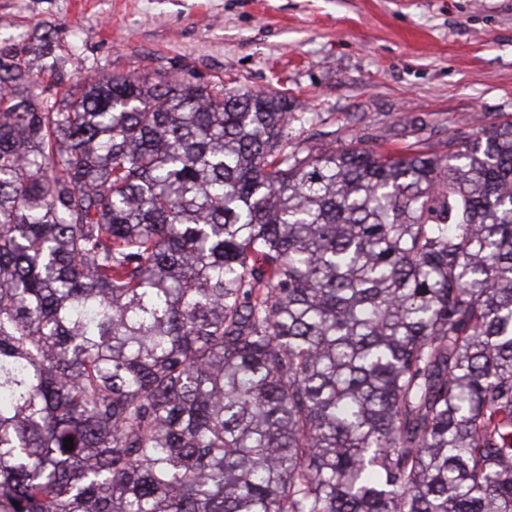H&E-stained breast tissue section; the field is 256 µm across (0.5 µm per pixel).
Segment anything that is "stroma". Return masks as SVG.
Listing matches in <instances>:
<instances>
[{"instance_id":"1","label":"stroma","mask_w":512,"mask_h":512,"mask_svg":"<svg viewBox=\"0 0 512 512\" xmlns=\"http://www.w3.org/2000/svg\"><path fill=\"white\" fill-rule=\"evenodd\" d=\"M45 98L105 74L288 91V132L445 153L512 122V0H0Z\"/></svg>"}]
</instances>
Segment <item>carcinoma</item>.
Listing matches in <instances>:
<instances>
[{
  "mask_svg": "<svg viewBox=\"0 0 512 512\" xmlns=\"http://www.w3.org/2000/svg\"><path fill=\"white\" fill-rule=\"evenodd\" d=\"M0 512H512V123L1 57Z\"/></svg>",
  "mask_w": 512,
  "mask_h": 512,
  "instance_id": "obj_1",
  "label": "carcinoma"
}]
</instances>
